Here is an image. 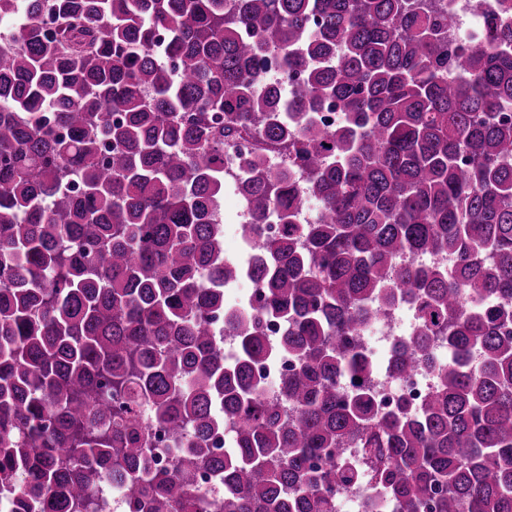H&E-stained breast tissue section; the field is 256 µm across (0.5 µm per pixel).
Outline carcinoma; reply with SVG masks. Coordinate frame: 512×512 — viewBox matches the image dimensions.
Wrapping results in <instances>:
<instances>
[{
  "label": "carcinoma",
  "mask_w": 512,
  "mask_h": 512,
  "mask_svg": "<svg viewBox=\"0 0 512 512\" xmlns=\"http://www.w3.org/2000/svg\"><path fill=\"white\" fill-rule=\"evenodd\" d=\"M453 25L445 0H0V512L105 483L132 512H336L359 483L512 512V0L481 49ZM246 136L243 268L218 217ZM244 276L255 307L225 299ZM399 306L389 372L436 384L380 411L361 332ZM146 406L191 450L157 460ZM253 147L254 145L251 141L239 140L230 149L225 150L224 148V167L229 168L231 171H236L239 177L243 158Z\"/></svg>",
  "instance_id": "obj_1"
}]
</instances>
